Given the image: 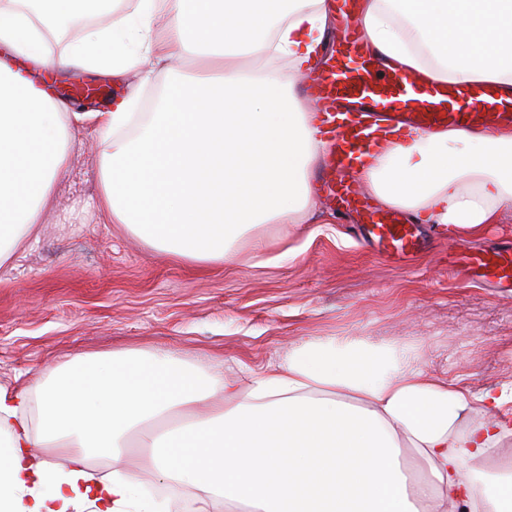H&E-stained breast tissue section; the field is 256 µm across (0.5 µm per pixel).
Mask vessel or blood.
<instances>
[{
	"instance_id": "b4317fda",
	"label": "vessel or blood",
	"mask_w": 512,
	"mask_h": 512,
	"mask_svg": "<svg viewBox=\"0 0 512 512\" xmlns=\"http://www.w3.org/2000/svg\"><path fill=\"white\" fill-rule=\"evenodd\" d=\"M330 4L336 13V40L304 83L329 148L317 189L329 200L361 211L366 241L401 262L422 248L415 224L372 208L350 180L352 164L370 157L377 145L371 125L401 122L421 134L467 127L495 132L512 128V94L491 83L430 81L397 66L384 67L356 20L357 0ZM456 260L473 270L478 282L512 284V243L491 256L461 253Z\"/></svg>"
}]
</instances>
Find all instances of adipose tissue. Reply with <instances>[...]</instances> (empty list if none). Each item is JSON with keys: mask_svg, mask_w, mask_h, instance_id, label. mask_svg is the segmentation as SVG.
I'll return each instance as SVG.
<instances>
[{"mask_svg": "<svg viewBox=\"0 0 512 512\" xmlns=\"http://www.w3.org/2000/svg\"><path fill=\"white\" fill-rule=\"evenodd\" d=\"M105 8L0 0V46L17 57L115 76L132 59L169 76L144 124L128 100L96 115L103 223L201 263L234 260L246 229L319 223L327 146L298 86L336 30L327 0H137L50 50L47 34ZM357 20L385 61L512 93V0H360ZM184 57L194 73L171 77ZM85 118L0 63V266L52 207ZM354 176L413 222L475 235L512 219V130L406 132ZM133 440L147 457L128 455ZM510 446L512 388L426 371L410 344L313 336L234 384L158 352L90 353L33 394L0 386V512H167L144 469L245 512H512V471L484 469ZM93 456L111 459L107 477L90 475Z\"/></svg>", "mask_w": 512, "mask_h": 512, "instance_id": "obj_1", "label": "adipose tissue"}]
</instances>
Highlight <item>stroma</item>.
I'll return each instance as SVG.
<instances>
[{"mask_svg": "<svg viewBox=\"0 0 512 512\" xmlns=\"http://www.w3.org/2000/svg\"><path fill=\"white\" fill-rule=\"evenodd\" d=\"M34 79L108 85L113 100L138 86L135 109L155 111L160 79L139 66L118 77L79 69L37 70ZM83 148L57 185V204L12 261L0 267V384L13 390L49 378L73 357L161 351L240 375L259 370L311 336H355L415 346L423 369L465 377L472 389L512 386V290L476 283L449 251L487 253L512 241L511 224L448 236L422 225L429 252L391 262L366 244L361 213L321 201V224H262L242 240L237 264L180 261L94 207L102 149L94 121L75 129ZM146 494L170 512H196L194 496L144 473Z\"/></svg>", "mask_w": 512, "mask_h": 512, "instance_id": "35a3bbf8", "label": "stroma"}]
</instances>
